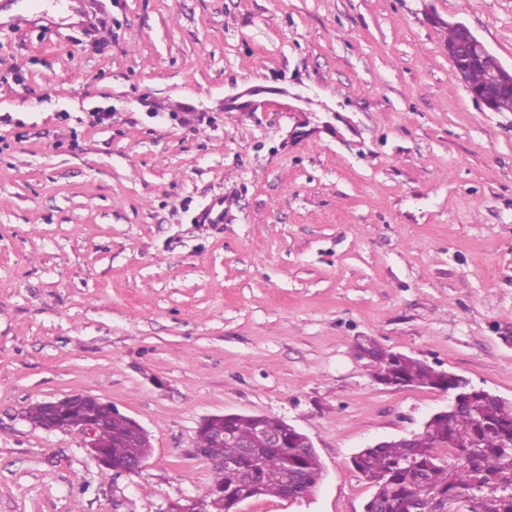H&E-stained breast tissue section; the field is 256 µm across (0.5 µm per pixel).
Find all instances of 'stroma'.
<instances>
[{
  "label": "stroma",
  "instance_id": "obj_1",
  "mask_svg": "<svg viewBox=\"0 0 512 512\" xmlns=\"http://www.w3.org/2000/svg\"><path fill=\"white\" fill-rule=\"evenodd\" d=\"M58 19L0 0V512H165L206 492L197 429L229 413L283 417L323 467L307 501L240 512H365L352 456L450 396L377 383L363 336L512 400V112L448 58L459 20L512 67V0ZM218 194L223 223H196ZM74 393L148 432L138 473L22 416Z\"/></svg>",
  "mask_w": 512,
  "mask_h": 512
}]
</instances>
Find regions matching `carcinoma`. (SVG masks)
<instances>
[{
  "instance_id": "carcinoma-1",
  "label": "carcinoma",
  "mask_w": 512,
  "mask_h": 512,
  "mask_svg": "<svg viewBox=\"0 0 512 512\" xmlns=\"http://www.w3.org/2000/svg\"><path fill=\"white\" fill-rule=\"evenodd\" d=\"M493 54L469 67L467 81L482 83L499 68ZM375 365L374 378L385 384H429L467 395L468 403L432 417L423 432L384 448L368 446L356 453L352 466L373 488L366 512H409L407 505L426 493L459 505L460 512H512V403L470 386L464 378L438 371L427 362L382 348L363 337L355 344ZM256 419L239 415L229 420L232 438L215 441L198 433L202 447L214 460H238L232 468H213L209 488L224 489V509L233 503L261 496L284 498L317 485L322 465L313 448H259L245 456L241 445L254 435ZM105 451L115 458L138 460L147 456L150 439H132L126 419L116 413L102 430ZM451 459L436 453L439 445Z\"/></svg>"
}]
</instances>
